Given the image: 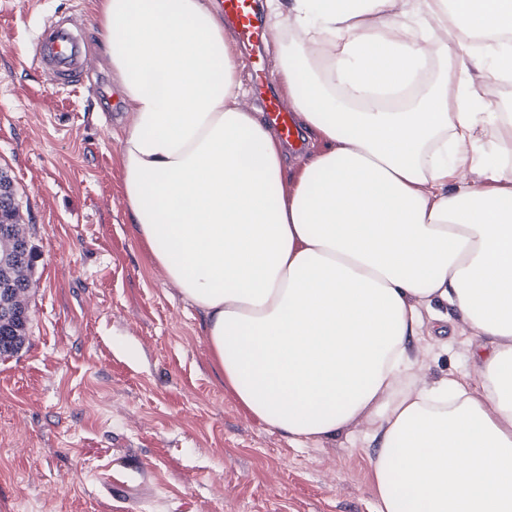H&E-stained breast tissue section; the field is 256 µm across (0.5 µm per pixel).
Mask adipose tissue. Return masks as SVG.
I'll return each instance as SVG.
<instances>
[{
	"label": "adipose tissue",
	"mask_w": 512,
	"mask_h": 512,
	"mask_svg": "<svg viewBox=\"0 0 512 512\" xmlns=\"http://www.w3.org/2000/svg\"><path fill=\"white\" fill-rule=\"evenodd\" d=\"M266 6L319 144L289 180L210 0H94L131 222L252 415L298 443L382 432L377 512H512V113L486 99L512 78V0ZM436 302L496 339L481 388L412 387Z\"/></svg>",
	"instance_id": "adipose-tissue-1"
}]
</instances>
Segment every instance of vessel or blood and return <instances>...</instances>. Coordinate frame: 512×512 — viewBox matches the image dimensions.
I'll list each match as a JSON object with an SVG mask.
<instances>
[{
  "label": "vessel or blood",
  "instance_id": "1",
  "mask_svg": "<svg viewBox=\"0 0 512 512\" xmlns=\"http://www.w3.org/2000/svg\"><path fill=\"white\" fill-rule=\"evenodd\" d=\"M221 9L224 24L250 48L255 59L257 102L266 122L278 132L284 143L297 145L299 135L292 115L265 79L262 47L267 32L253 0H222ZM31 52L37 65L51 76L57 89L71 91L81 85L89 63L87 41L65 22H45L34 38Z\"/></svg>",
  "mask_w": 512,
  "mask_h": 512
}]
</instances>
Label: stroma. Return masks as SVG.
<instances>
[{
    "instance_id": "35a3bbf8",
    "label": "stroma",
    "mask_w": 512,
    "mask_h": 512,
    "mask_svg": "<svg viewBox=\"0 0 512 512\" xmlns=\"http://www.w3.org/2000/svg\"><path fill=\"white\" fill-rule=\"evenodd\" d=\"M60 16L93 56L74 92L26 53ZM130 118L92 0H0V172L33 248L26 339L0 358V512H376L373 424L300 445L225 382L204 314L126 213ZM422 320L407 342L420 384L480 387L490 339L445 303Z\"/></svg>"
}]
</instances>
